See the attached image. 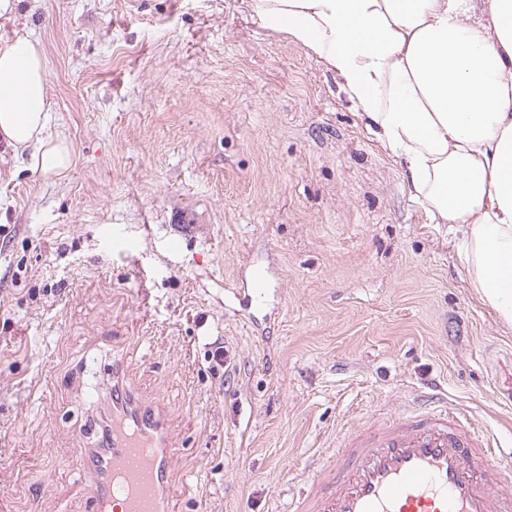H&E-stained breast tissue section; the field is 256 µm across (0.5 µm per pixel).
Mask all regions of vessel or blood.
Listing matches in <instances>:
<instances>
[{"label": "vessel or blood", "mask_w": 512, "mask_h": 512, "mask_svg": "<svg viewBox=\"0 0 512 512\" xmlns=\"http://www.w3.org/2000/svg\"><path fill=\"white\" fill-rule=\"evenodd\" d=\"M267 294L265 276L256 275L245 296L248 322ZM125 376L124 362L113 360L103 398L110 431L79 451L89 512H176L166 407L142 399ZM291 512H512V460L427 393L409 412L350 431L333 464L312 470Z\"/></svg>", "instance_id": "b4317fda"}]
</instances>
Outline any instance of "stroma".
Wrapping results in <instances>:
<instances>
[{
	"instance_id": "35a3bbf8",
	"label": "stroma",
	"mask_w": 512,
	"mask_h": 512,
	"mask_svg": "<svg viewBox=\"0 0 512 512\" xmlns=\"http://www.w3.org/2000/svg\"><path fill=\"white\" fill-rule=\"evenodd\" d=\"M18 23L74 160L0 150L5 512H86L74 451L118 355L167 406L179 512H289L308 461L429 383L512 450V327L317 57L251 0H26ZM268 282L264 275H256L251 284V288L247 291L244 299L245 307L248 311L246 316L249 324H254L258 319V312L263 311L267 304Z\"/></svg>"
}]
</instances>
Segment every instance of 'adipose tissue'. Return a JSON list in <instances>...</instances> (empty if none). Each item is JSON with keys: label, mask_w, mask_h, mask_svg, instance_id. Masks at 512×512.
<instances>
[{"label": "adipose tissue", "mask_w": 512, "mask_h": 512, "mask_svg": "<svg viewBox=\"0 0 512 512\" xmlns=\"http://www.w3.org/2000/svg\"><path fill=\"white\" fill-rule=\"evenodd\" d=\"M336 74L404 168L435 224L464 228L479 296L512 324V0H252ZM43 48L24 29L0 47V146L59 174Z\"/></svg>", "instance_id": "ef3b65f1"}]
</instances>
